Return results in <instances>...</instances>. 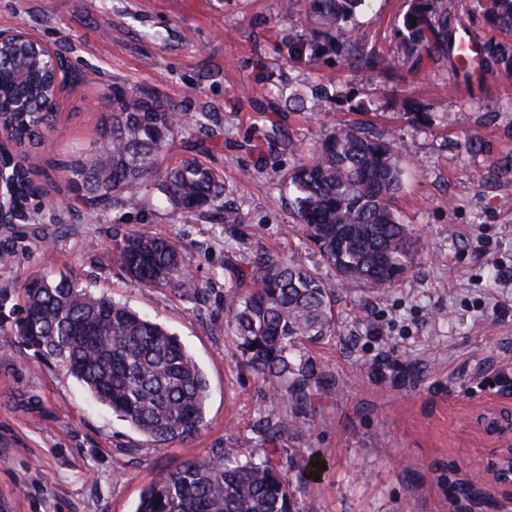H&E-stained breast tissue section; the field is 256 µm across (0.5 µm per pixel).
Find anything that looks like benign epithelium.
I'll return each mask as SVG.
<instances>
[{
    "label": "benign epithelium",
    "mask_w": 512,
    "mask_h": 512,
    "mask_svg": "<svg viewBox=\"0 0 512 512\" xmlns=\"http://www.w3.org/2000/svg\"><path fill=\"white\" fill-rule=\"evenodd\" d=\"M16 175L10 159L0 146V224H12L19 216ZM470 427L493 445L494 456L487 469L489 481L498 492L512 496V401H494L479 408L470 420Z\"/></svg>",
    "instance_id": "1"
}]
</instances>
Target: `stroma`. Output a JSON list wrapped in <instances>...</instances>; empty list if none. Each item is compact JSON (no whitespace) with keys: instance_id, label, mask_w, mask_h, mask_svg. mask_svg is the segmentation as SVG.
I'll return each instance as SVG.
<instances>
[{"instance_id":"1","label":"stroma","mask_w":512,"mask_h":512,"mask_svg":"<svg viewBox=\"0 0 512 512\" xmlns=\"http://www.w3.org/2000/svg\"><path fill=\"white\" fill-rule=\"evenodd\" d=\"M406 0H373L355 27L367 47L394 54ZM69 57L81 80L58 100L57 130L28 163L41 210L0 224V335L24 285L65 277L156 319L195 356L208 383L205 426L192 440L153 445L97 403L68 372L22 346L0 348V512H134L144 487L190 457L220 448L261 456L270 405L224 319V293L256 255L334 272L298 229L286 173L326 129L362 122L389 133L408 168L395 205L413 230V264L393 288L339 292L336 334L312 346L329 379L277 442L289 473L310 450L327 462L296 494L297 512H512L491 486L490 452L468 425L512 378V68L487 75L473 98L424 64L385 84L341 56L293 60L312 31L304 0H0V30L17 26ZM155 93L195 113L211 106L201 159L224 178L240 222L172 212L147 188L139 206L98 219L60 208L64 163L92 147L112 113V84ZM325 96L319 116L289 109V94ZM177 237L206 301L131 281L113 258L125 236Z\"/></svg>"}]
</instances>
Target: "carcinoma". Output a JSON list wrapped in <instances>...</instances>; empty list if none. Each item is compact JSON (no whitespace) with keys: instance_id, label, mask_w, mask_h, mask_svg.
I'll return each instance as SVG.
<instances>
[{"instance_id":"carcinoma-1","label":"carcinoma","mask_w":512,"mask_h":512,"mask_svg":"<svg viewBox=\"0 0 512 512\" xmlns=\"http://www.w3.org/2000/svg\"><path fill=\"white\" fill-rule=\"evenodd\" d=\"M369 2L309 0L315 30L289 45V57L344 56L388 79L427 56L452 74V87L469 90L482 85L494 65L512 66V0H477L485 23L506 36L483 44L478 70L465 67L458 50L460 33L474 41L478 36L464 18L448 12L447 0H408L397 56L365 52L360 39L346 34ZM0 72V127L16 151L24 202L41 196L25 162L55 130L56 84L26 39L0 44ZM20 94L27 103L23 112L14 107ZM288 106L324 111L318 97L294 95ZM211 119L209 112L192 118L149 92L112 86V125L103 141L67 163L69 208L99 216L139 204L153 185L175 212L237 223L236 212L224 208V180L217 171L195 157L162 165L186 124L202 127ZM404 169L390 138L350 123L332 128L288 172L293 223L336 280L294 257L264 254L244 274L247 285L236 282L224 296L225 323L241 356L277 397L264 420L270 448L245 461L234 448L188 459L146 486L134 512H294V492L312 483L321 468L312 466L318 460L312 452L296 477L284 471L276 448L290 426L284 408L307 407L327 383L317 359L302 350L335 335L338 289L379 291L406 278L413 235L395 208ZM116 250V262L142 287L205 293L198 284L185 287L187 249L178 239L142 233L123 239ZM7 337L61 366L152 444L188 440L204 427L208 383L195 356L162 324L125 303L95 296L67 278L35 277L24 287Z\"/></svg>"}]
</instances>
